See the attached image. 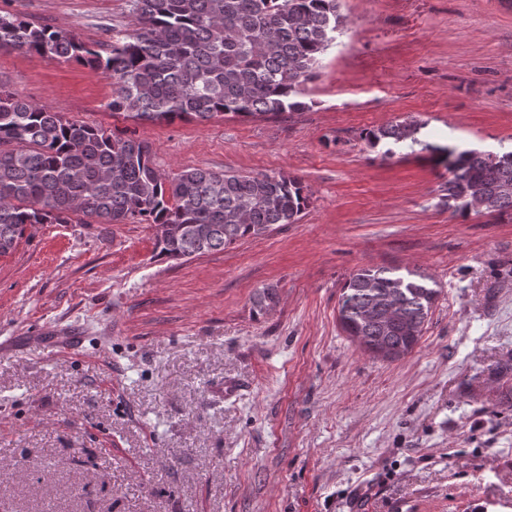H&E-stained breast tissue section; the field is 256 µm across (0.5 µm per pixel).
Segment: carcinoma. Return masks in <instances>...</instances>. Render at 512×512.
<instances>
[{"label":"carcinoma","mask_w":512,"mask_h":512,"mask_svg":"<svg viewBox=\"0 0 512 512\" xmlns=\"http://www.w3.org/2000/svg\"><path fill=\"white\" fill-rule=\"evenodd\" d=\"M136 28L91 48L75 35L0 13V50L83 61L115 79L107 108L136 120L217 116L277 117L302 109L297 100L322 56L344 28L340 0H132ZM422 124L398 121L370 130L379 144L417 142ZM450 177L444 199L466 218L474 202L489 215L512 216V151L492 158L474 149H441ZM310 205L302 183L283 174L242 175L184 169L161 177L149 146L93 123L64 119L0 85V256L37 224H151L156 248L172 259L222 251L295 224ZM439 290L413 272L362 267L343 286L342 330L385 360L412 353ZM267 286L252 299L264 314L276 302Z\"/></svg>","instance_id":"1"}]
</instances>
